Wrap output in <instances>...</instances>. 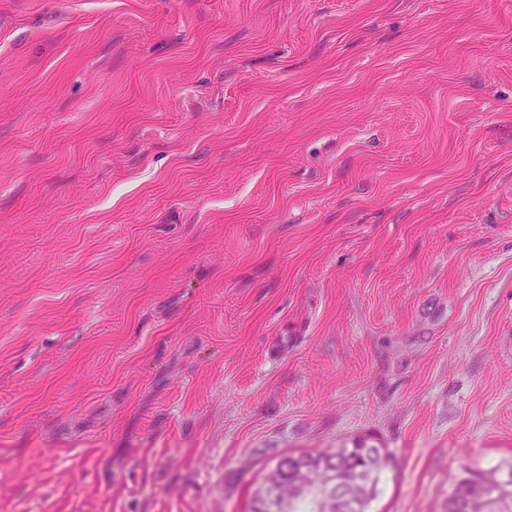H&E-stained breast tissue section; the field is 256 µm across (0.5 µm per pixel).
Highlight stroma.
Here are the masks:
<instances>
[{"mask_svg": "<svg viewBox=\"0 0 512 512\" xmlns=\"http://www.w3.org/2000/svg\"><path fill=\"white\" fill-rule=\"evenodd\" d=\"M360 438L512 461V0H0V512Z\"/></svg>", "mask_w": 512, "mask_h": 512, "instance_id": "stroma-1", "label": "stroma"}]
</instances>
